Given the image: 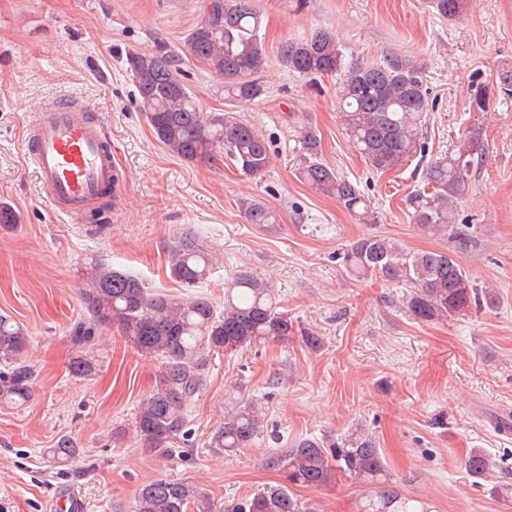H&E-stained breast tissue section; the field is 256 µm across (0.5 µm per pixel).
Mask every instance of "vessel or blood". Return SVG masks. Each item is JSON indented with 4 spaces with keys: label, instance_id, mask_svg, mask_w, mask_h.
I'll return each instance as SVG.
<instances>
[{
    "label": "vessel or blood",
    "instance_id": "vessel-or-blood-1",
    "mask_svg": "<svg viewBox=\"0 0 512 512\" xmlns=\"http://www.w3.org/2000/svg\"><path fill=\"white\" fill-rule=\"evenodd\" d=\"M25 157L51 210L61 217L82 220L124 186L105 121L71 97L46 103L31 116Z\"/></svg>",
    "mask_w": 512,
    "mask_h": 512
}]
</instances>
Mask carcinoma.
Segmentation results:
<instances>
[{
    "mask_svg": "<svg viewBox=\"0 0 512 512\" xmlns=\"http://www.w3.org/2000/svg\"><path fill=\"white\" fill-rule=\"evenodd\" d=\"M470 0H429L439 16L454 20L469 9ZM215 13L202 17L187 35L184 48L206 63L221 79L224 100L234 106L263 99L266 88L257 77L265 63L262 19L252 0H214ZM278 61L288 71L309 80H338L336 100L344 131L353 147L374 171L404 167L419 153L430 91L424 69L413 58L389 51L371 62H346V55L329 29L309 37L287 40L278 48ZM139 95L141 111L157 140L185 161L208 163L222 153L246 178H255L271 163L268 144L255 126L234 112H205L173 56L133 53L126 59ZM303 161L300 178L321 194L336 199L350 213L365 209L363 195L351 181L322 162L321 139L309 123L300 127ZM484 154L481 140L463 132L454 148L432 159L424 173L426 188L410 194L408 206L417 228L431 235L458 237V201L469 191L471 177ZM248 223H278L275 210L257 199L242 203ZM344 267L360 276L409 287L402 304L417 320H445L467 310L478 289L448 250L412 252L378 235L362 237L340 254ZM215 259L200 241L185 233L169 247L171 278L185 287L200 283ZM87 288L82 292L88 318L71 328L75 353L69 361L72 377L97 374L103 356L92 341L97 328L114 327L140 355L160 360L151 393L135 415L134 430L152 448H161L187 435V412L206 387L212 356L258 347L297 336L312 352L321 350L322 337L300 329L268 284L248 270H239L219 310L203 295L185 297L155 293L138 277L94 260L84 267ZM29 336L25 327L0 315V405L19 408L32 397L33 370L26 360ZM265 407L257 399L237 401L224 408V422L215 430L210 447L235 451L250 447L264 433ZM82 452L74 438L63 435L46 449L52 462L64 465ZM281 472L283 483L260 489L227 512H319L304 503L291 487L320 488L342 477L374 487L358 512H431L427 503L400 492L373 433L355 424L343 434L302 438L282 453L266 459ZM475 484L490 478L489 456L471 449L464 461ZM214 502L186 482L158 478L137 491L130 512H215Z\"/></svg>",
    "mask_w": 512,
    "mask_h": 512,
    "instance_id": "cac0c4a2",
    "label": "carcinoma"
}]
</instances>
